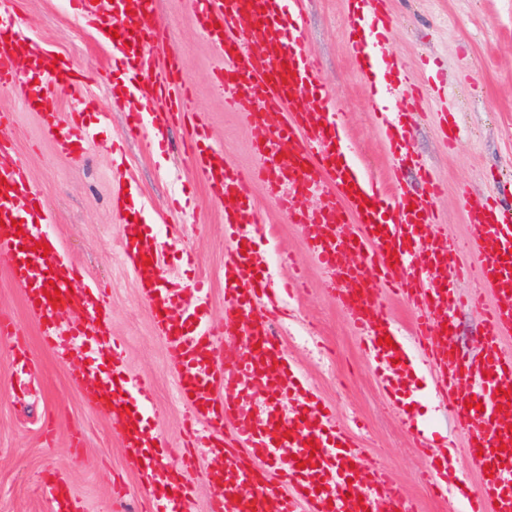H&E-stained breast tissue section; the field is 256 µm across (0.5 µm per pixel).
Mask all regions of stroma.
Here are the masks:
<instances>
[{"label": "stroma", "mask_w": 512, "mask_h": 512, "mask_svg": "<svg viewBox=\"0 0 512 512\" xmlns=\"http://www.w3.org/2000/svg\"><path fill=\"white\" fill-rule=\"evenodd\" d=\"M12 19L33 39L93 75L92 84L53 91L49 109L68 121L74 106L99 123L97 139L75 157L61 155L42 132V116L22 105V90L0 86V113L10 114L8 131L43 194L54 221L50 232L85 280L104 285L110 296V334L122 341L130 374L154 388L156 428L164 452L183 449V406L176 400L175 366L157 335L133 269L120 258V226L144 218L165 246L167 281L208 290L207 314L224 325V213L202 173L183 152L184 123L165 131L166 149L151 132L125 136L135 103L113 101L112 56L93 28L77 17L69 0H10ZM345 0H304L305 51L320 67L319 82L339 110L346 140L358 163L387 194L409 188L415 173L400 168L374 118L362 79V63L343 34ZM391 29L380 51L396 58L426 93L413 117L412 152L433 171L444 193L434 203L449 241L463 239L469 214L462 191L474 202L500 195L512 183V0H389ZM158 19L169 32L156 50L158 63L182 58L197 106L225 158L239 169L256 163L254 141L262 126L226 111L211 86L220 61L191 15L188 0H156ZM447 110L463 131L447 147L438 110ZM137 200L116 206L124 191ZM262 243L266 285L281 290L291 277L301 286L288 299L292 314L278 324L288 355L304 383L335 410L340 423L363 448L367 465L392 474L414 512H468L480 485L467 453V434L448 414L429 373L420 392L399 413L389 404L359 336L335 297L326 274L310 254L300 229L279 209L259 181L248 185ZM12 255L0 253V313L21 325L19 338L0 339V512H51L39 480L64 477L81 512H144L137 478L125 463L112 420L89 403L75 379L85 357L59 361L44 345L24 293L11 279ZM430 426L455 444L459 478L450 500L430 495L422 478L425 462L414 446L410 423Z\"/></svg>", "instance_id": "stroma-1"}]
</instances>
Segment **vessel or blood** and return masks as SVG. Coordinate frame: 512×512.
I'll list each match as a JSON object with an SVG mask.
<instances>
[{
  "instance_id": "1",
  "label": "vessel or blood",
  "mask_w": 512,
  "mask_h": 512,
  "mask_svg": "<svg viewBox=\"0 0 512 512\" xmlns=\"http://www.w3.org/2000/svg\"><path fill=\"white\" fill-rule=\"evenodd\" d=\"M387 0H346L344 36L358 58L388 30ZM79 16L112 46V94L136 100L141 110L127 127L137 138L146 125L155 135L194 111L186 66L175 60L152 76L153 48L168 33L159 23L155 0H73ZM301 0H190L196 24L224 64L212 76L226 108L246 122L265 125L254 144L257 164L242 172L216 148L208 128L194 123L185 148L204 175L215 202L224 207V323L240 326L243 342L224 348L206 318L208 294L195 298L164 280L156 263L158 247L144 224H126L121 255L138 276L143 301L155 312V329L175 362L177 398L186 411L187 445L216 456L207 485L222 512H410L390 477L371 469L373 481L353 491L363 452L345 434L331 409L293 370L275 322L288 313L275 303L258 307L266 295L247 203V183L264 181L279 205L294 213L308 248L343 286L336 291L351 325L366 337L369 362L390 395L413 394L405 383L412 358L434 374L437 393L448 410L467 425V451L477 467L488 468L471 512H512V353L501 344L512 337V214L495 201L461 200L472 215L469 233L456 248L436 232L441 219L432 201L441 187L430 169L405 154L410 115L418 91L405 93L396 109L384 101V88L372 87V108L382 135L403 165L416 167L423 194L405 191L388 198L381 184L355 163L340 121L329 110L330 96L318 83L315 62L303 48ZM81 76L23 30L0 32V86L17 85L27 109L43 105L45 90H74ZM287 113L283 123L267 114ZM0 114V252L16 254L12 267L30 309L42 326L45 347L63 353L65 340L93 353H110L107 364L93 363L77 378L95 408L111 417L128 465L136 472L150 512H188L193 493L183 479L189 458L160 456L162 440L148 425L155 416L152 389L132 378L120 342L100 322L107 316L106 290L87 284L58 247L42 251L49 237L43 198L26 166L14 156ZM44 135L61 154L73 156L97 130L72 112L61 124L55 111L42 112ZM323 193L313 212L301 202ZM359 262H351L352 252ZM470 279L489 288L495 302L480 320L482 353L466 357L451 342L446 326L455 311L473 305L454 280ZM60 302L45 299L49 288ZM400 295L414 313L411 349L382 344L398 338L380 302L382 292ZM81 320L61 327V311ZM418 447L429 452L431 492L448 497L452 461L430 453V433L413 425ZM52 512H78L62 478L44 479Z\"/></svg>"
}]
</instances>
